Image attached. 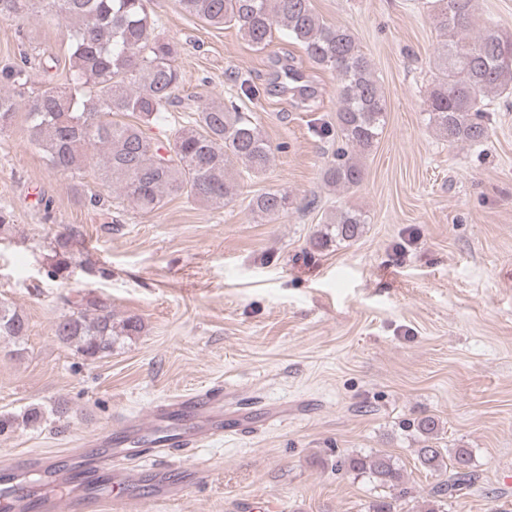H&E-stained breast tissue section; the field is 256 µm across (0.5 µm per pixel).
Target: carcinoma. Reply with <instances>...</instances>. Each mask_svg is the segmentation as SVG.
<instances>
[{
	"mask_svg": "<svg viewBox=\"0 0 512 512\" xmlns=\"http://www.w3.org/2000/svg\"><path fill=\"white\" fill-rule=\"evenodd\" d=\"M188 14L216 28L235 27L257 50L265 49L279 30L298 45L307 61L336 75V129L321 138H341L345 147L327 158L322 180L332 191L358 187L364 176L360 157L378 143L386 124L387 103L371 61L345 26L329 24L312 0H180ZM429 17L446 40L438 48L428 88V123L448 142L480 145L488 138L485 114L492 99L512 95V35L493 22H479L476 0H427ZM61 16L71 26L66 83L39 92L29 104L28 141L41 150L52 168L79 175L90 169L130 209L150 214L165 198L186 196L211 206L235 201L244 177H257L271 166L274 149L262 128L244 112L221 101L204 102L194 117L171 130L163 143L149 135L168 123L180 84L177 42L156 32L148 0H0V20L19 21L36 13ZM475 36H470L471 31ZM28 63L0 67V136L12 127L19 102L12 90L31 79ZM295 90L297 109L314 107V97ZM98 150V155L89 149ZM295 204L285 189L254 196L255 222L272 223ZM336 237L354 241L363 232L362 212L341 207L326 219ZM71 236L54 238L47 275L67 280L72 274ZM67 303L73 310L55 323V336L87 359L112 351L117 336H135L141 322L114 319L108 299L88 293ZM25 317L0 302V338L27 333ZM421 467L445 479L427 493L423 512H440L434 499L456 503L480 488L481 477L467 448L444 456L442 449H417ZM341 466L366 474L383 487L411 496L403 475L386 454L349 456Z\"/></svg>",
	"mask_w": 512,
	"mask_h": 512,
	"instance_id": "cac0c4a2",
	"label": "carcinoma"
}]
</instances>
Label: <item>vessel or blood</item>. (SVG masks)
I'll return each instance as SVG.
<instances>
[{"instance_id": "obj_1", "label": "vessel or blood", "mask_w": 512, "mask_h": 512, "mask_svg": "<svg viewBox=\"0 0 512 512\" xmlns=\"http://www.w3.org/2000/svg\"><path fill=\"white\" fill-rule=\"evenodd\" d=\"M238 398V392L221 388L179 396L154 407L149 419L129 418L116 423L106 439L84 440L83 451L73 453L64 467L44 460L54 480L71 488V495L65 497L54 493L32 498L24 486L23 469L16 464L2 465L0 486L6 493L0 496V512H138L143 476L120 467L118 458L128 456L133 445L138 446L141 456L159 459L168 457L173 448L191 450L224 435L245 433L251 407L234 412L224 409L225 403ZM104 441L112 445L109 455H92V448ZM201 480L194 472L179 479L159 475L150 498L159 503L178 500L185 485Z\"/></svg>"}]
</instances>
